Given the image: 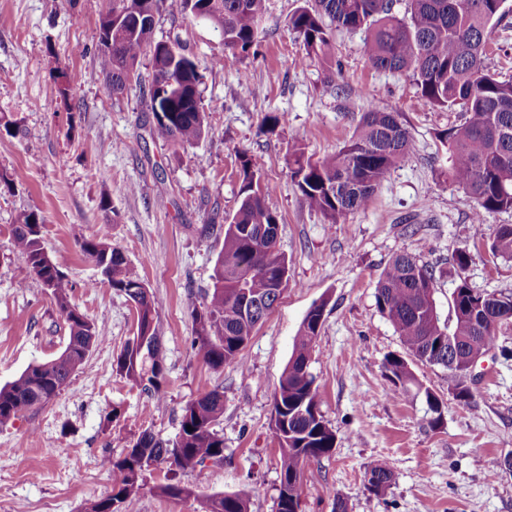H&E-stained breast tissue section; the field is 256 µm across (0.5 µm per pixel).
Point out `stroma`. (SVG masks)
I'll return each instance as SVG.
<instances>
[{
  "instance_id": "35a3bbf8",
  "label": "stroma",
  "mask_w": 512,
  "mask_h": 512,
  "mask_svg": "<svg viewBox=\"0 0 512 512\" xmlns=\"http://www.w3.org/2000/svg\"><path fill=\"white\" fill-rule=\"evenodd\" d=\"M300 4L266 0L258 55L221 68L212 60L224 43L211 25L159 17L156 39L179 38L202 75L207 132L185 148L151 134L143 95L150 60H142L140 81L117 101L99 81L67 84L68 73L95 68L99 18L109 0H0V118L23 130L0 146V174L15 181L13 190H0V386L57 357L68 336L49 294L12 249L18 212L43 216L45 248L72 282L73 303L107 330L65 391L0 425V512H83L111 491L104 456L119 458L145 431L174 440L185 405L214 389L224 393L223 464L186 472L159 465L127 512H203L208 496L244 484L253 489L249 512H275L273 394L317 303L324 322L309 370L336 446L305 466L301 512H334L339 498L347 512H512V325L498 329L494 349L478 362L471 405L449 396L446 369L413 363L418 381L443 403L438 426L429 424L423 395L392 397L382 374L385 358L402 350L375 303L377 281L395 254L438 265L440 318L448 316L459 249L471 255L472 288L512 295V259L493 255L477 235L474 203L449 181L448 154L436 138L460 115L427 105L412 77L373 69L361 31L336 34L332 55L341 75H329L317 60L299 63L302 46L288 17ZM506 12L486 59L501 80L512 78V0ZM371 105L399 113L415 150L366 207L327 223L302 204L292 154L298 147L316 159L336 153ZM273 114L283 120L271 129L265 119ZM242 152L278 207L288 287L244 348V367L214 369L192 347L189 309L212 285L224 218L239 204ZM98 235L122 252L155 300L165 363L159 397H148L113 365L136 332L137 316L80 252L82 240ZM115 408L119 420L107 422ZM377 462L394 474L383 497L364 485ZM171 479L192 487L194 497L160 496L158 485Z\"/></svg>"
}]
</instances>
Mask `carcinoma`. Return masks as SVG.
Segmentation results:
<instances>
[{
  "label": "carcinoma",
  "mask_w": 512,
  "mask_h": 512,
  "mask_svg": "<svg viewBox=\"0 0 512 512\" xmlns=\"http://www.w3.org/2000/svg\"><path fill=\"white\" fill-rule=\"evenodd\" d=\"M148 9L169 15L189 14L219 31L227 54L215 65L234 62L258 46L266 0H141ZM397 0H307L288 19L300 38L304 58L332 63L331 47L337 30L367 34L365 55L376 70L407 73L418 96L437 109L461 112V123L437 133L448 152V177L474 201L473 220L485 211L512 210V79L500 80L485 60L491 29L503 11L502 0H405L404 15L394 11ZM114 15L123 24L112 30V43L99 22V51L94 75L110 98L123 95L135 77L142 56L151 57L153 78L148 89L150 111L160 105L152 135L196 145L205 132L198 67L179 40H155L154 27L126 13L125 0H111ZM414 149L412 135L397 112L370 106L351 138L335 154L318 159L294 153L291 177L304 205L320 212L330 224L365 207L391 170ZM242 175L235 213L225 219L224 247L213 268L212 288L190 308L195 328L194 347L213 368L244 366L243 350L255 328L270 313L276 300L279 265H288L278 248L259 241L255 232L279 224L278 209L253 170L251 157L239 155ZM43 217L34 210L18 214L10 225L13 250L26 262L30 275L46 288L69 329L61 354L28 366L15 380L0 386V424L43 407L59 395L84 364L92 348L105 339L104 326L90 320L71 302L72 284L44 250ZM82 254L106 277L110 288L131 296L142 280L122 253L105 237L84 239ZM493 254L512 258V224H500L491 233ZM470 255H454L457 284L448 301V319L440 321L434 293L435 269L408 254L394 256L376 286L378 311L393 325L403 352L389 356L384 373L391 391L400 397L410 387L422 388L409 361L448 369V394L468 406L474 397L461 367H448V338L460 342L459 356L474 359L494 348L499 327L512 324V296L472 288L465 276ZM324 304L304 317L291 357L273 396V408L287 409V446L280 447L281 476L288 478L292 507L277 512H300L305 465L332 453L335 434L318 407L315 377L309 371L310 351L323 324ZM137 332L114 360L117 373L143 387L152 396L162 390L165 367L160 350L158 314L152 298L136 307ZM424 389V388H422ZM435 417H442V402L424 389ZM224 414L223 394L210 391L186 404L179 433L171 443L141 434L124 456L104 458L112 478V494L101 501L121 504L138 493L152 466L169 464L181 470L206 462L224 461V437L216 429ZM193 431H188V428ZM368 491L384 496L393 473L384 463L366 471ZM160 495L186 499L193 491L178 482L157 487ZM252 489L208 498L209 512H248Z\"/></svg>",
  "instance_id": "1"
}]
</instances>
